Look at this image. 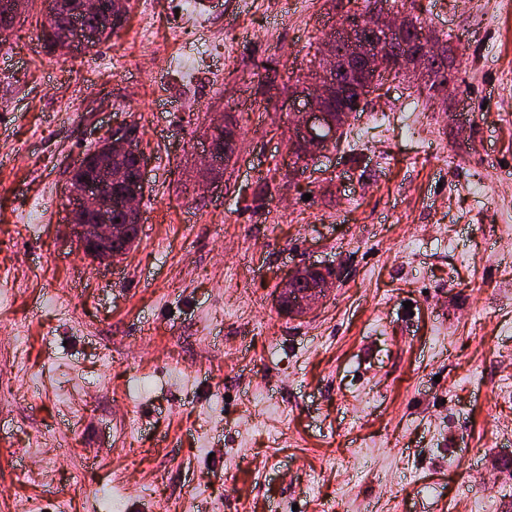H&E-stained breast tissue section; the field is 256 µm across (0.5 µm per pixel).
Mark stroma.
<instances>
[{"instance_id": "stroma-1", "label": "stroma", "mask_w": 512, "mask_h": 512, "mask_svg": "<svg viewBox=\"0 0 512 512\" xmlns=\"http://www.w3.org/2000/svg\"><path fill=\"white\" fill-rule=\"evenodd\" d=\"M142 2L74 55L41 0L0 42V512H512V0H389L451 37L447 91L388 80L293 177L289 86L363 0ZM189 12L220 34L191 78ZM119 120L148 186L99 265L60 189ZM299 264L337 273L301 318ZM223 126L224 122L222 120L214 121L209 124L204 133L203 137L205 139V142H207L208 146L207 149L205 150L204 157L201 158L203 165L202 174H208L216 166L215 163L218 162L214 157V149L211 144L214 135L217 133V130L219 128H222ZM233 135H236L235 130L228 126H224V129L217 135V140L220 142L223 153L227 160L230 159V156L233 153V146L231 144V138Z\"/></svg>"}]
</instances>
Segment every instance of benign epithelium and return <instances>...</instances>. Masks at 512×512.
I'll return each instance as SVG.
<instances>
[{
  "label": "benign epithelium",
  "instance_id": "benign-epithelium-1",
  "mask_svg": "<svg viewBox=\"0 0 512 512\" xmlns=\"http://www.w3.org/2000/svg\"><path fill=\"white\" fill-rule=\"evenodd\" d=\"M30 0H3L0 7L6 10L11 24H16L28 12ZM123 0H83L82 14L72 18L65 29L50 32L54 50L72 54L81 48L105 40L112 32V21L123 15ZM413 29L403 15L389 9L372 13L347 15L336 30L342 32L347 41L349 56L365 75L358 88L361 103L373 98L380 85L379 79L389 72L400 69L403 59L409 55L406 34ZM418 52L415 61L418 66L415 77L420 81L448 83V74L435 75L427 63V57L437 56L441 47L431 38V33L422 29L418 34ZM339 58L325 40L308 73L291 85L290 100L296 103L290 123L300 152L313 149L317 142H332L336 131L348 125L351 114L327 110L323 103L332 95L340 94L335 82ZM223 121L209 124L204 139L207 149L201 158L202 173L207 174L215 167L216 159L212 141ZM137 129L127 121H117L107 129L90 152L85 154L75 167L80 168L91 158L95 159L90 177L69 179L63 188L71 211L67 224L72 226L77 237L78 249L85 255L100 261H114L126 255L133 247L129 238L130 229L126 224L112 223V208L122 206L133 216L140 214L139 203L147 185L145 160L138 149ZM132 157L137 162V174L127 182L125 192L118 201L100 193L97 186L112 180V157ZM85 210L97 217L95 224H76L75 211ZM333 275L313 266H297L281 281L278 300L290 299L294 312L302 315L314 309L323 301Z\"/></svg>",
  "mask_w": 512,
  "mask_h": 512
}]
</instances>
